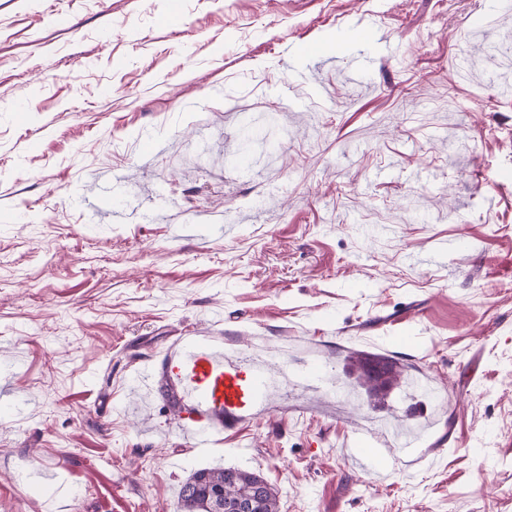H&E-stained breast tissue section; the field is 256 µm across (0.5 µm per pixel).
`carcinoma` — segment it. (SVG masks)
I'll use <instances>...</instances> for the list:
<instances>
[{"label": "carcinoma", "mask_w": 512, "mask_h": 512, "mask_svg": "<svg viewBox=\"0 0 512 512\" xmlns=\"http://www.w3.org/2000/svg\"><path fill=\"white\" fill-rule=\"evenodd\" d=\"M351 370L368 397L381 402L399 386L403 370L387 357L354 353L349 357ZM380 366L381 376H371L372 364ZM255 500L257 512H280L275 489L265 478L252 470L203 468L193 472L181 486L178 512H225L224 507L238 499Z\"/></svg>", "instance_id": "obj_1"}]
</instances>
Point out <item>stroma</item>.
I'll return each instance as SVG.
<instances>
[{
    "instance_id": "35a3bbf8",
    "label": "stroma",
    "mask_w": 512,
    "mask_h": 512,
    "mask_svg": "<svg viewBox=\"0 0 512 512\" xmlns=\"http://www.w3.org/2000/svg\"><path fill=\"white\" fill-rule=\"evenodd\" d=\"M483 2L0 0V393L27 402L0 512H176L219 465L280 512H512V12L471 35ZM255 336L294 375L356 386L362 351L436 396L308 388L194 447L169 356ZM359 433L387 480L348 463Z\"/></svg>"
}]
</instances>
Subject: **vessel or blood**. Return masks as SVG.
<instances>
[{
  "label": "vessel or blood",
  "instance_id": "vessel-or-blood-1",
  "mask_svg": "<svg viewBox=\"0 0 512 512\" xmlns=\"http://www.w3.org/2000/svg\"><path fill=\"white\" fill-rule=\"evenodd\" d=\"M165 377L200 448L209 446L214 425L259 415L273 384L264 363L216 349L203 338L184 342Z\"/></svg>",
  "mask_w": 512,
  "mask_h": 512
}]
</instances>
